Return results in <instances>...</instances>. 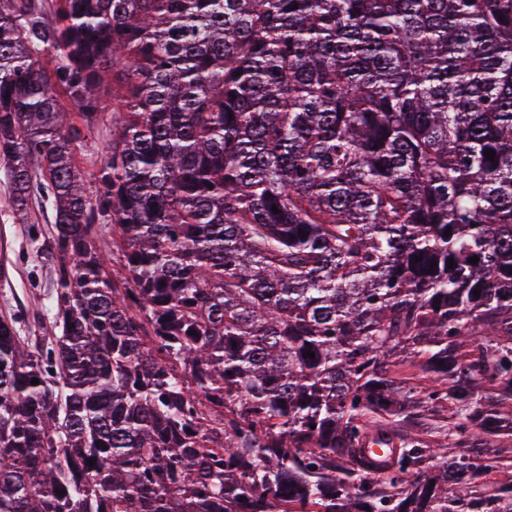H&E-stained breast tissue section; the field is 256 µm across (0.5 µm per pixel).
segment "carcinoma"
<instances>
[{
    "label": "carcinoma",
    "instance_id": "cac0c4a2",
    "mask_svg": "<svg viewBox=\"0 0 512 512\" xmlns=\"http://www.w3.org/2000/svg\"><path fill=\"white\" fill-rule=\"evenodd\" d=\"M0 175V512H512V0H0ZM110 128V123L105 119L104 124L100 123L97 126L91 140L86 142L84 147L77 153L78 165L85 171L87 176L93 173L100 163L98 148L108 140ZM51 221L50 212L43 213L37 205L28 218L17 215L11 207L9 185L0 177V314L14 313L26 331L36 333L42 331L34 318L39 295L49 288V270L37 247L48 237ZM2 263L5 275L1 273Z\"/></svg>",
    "mask_w": 512,
    "mask_h": 512
}]
</instances>
